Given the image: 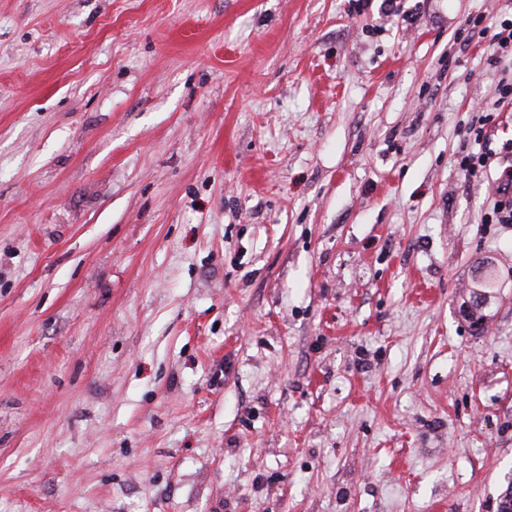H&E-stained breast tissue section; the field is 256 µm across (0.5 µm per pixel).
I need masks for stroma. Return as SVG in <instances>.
<instances>
[{
  "mask_svg": "<svg viewBox=\"0 0 512 512\" xmlns=\"http://www.w3.org/2000/svg\"><path fill=\"white\" fill-rule=\"evenodd\" d=\"M510 14L0 0V512H497ZM495 27L499 31L493 35L494 54L496 56H507L510 54L512 58V19L502 20L499 24L496 23ZM498 200L493 206L494 224L512 223V173L503 178L497 188Z\"/></svg>",
  "mask_w": 512,
  "mask_h": 512,
  "instance_id": "1",
  "label": "stroma"
}]
</instances>
